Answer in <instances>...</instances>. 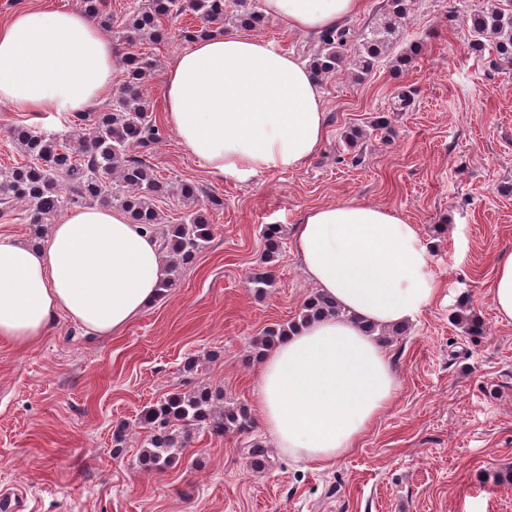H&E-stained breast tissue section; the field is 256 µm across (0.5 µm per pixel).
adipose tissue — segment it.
Listing matches in <instances>:
<instances>
[{
	"label": "adipose tissue",
	"mask_w": 512,
	"mask_h": 512,
	"mask_svg": "<svg viewBox=\"0 0 512 512\" xmlns=\"http://www.w3.org/2000/svg\"><path fill=\"white\" fill-rule=\"evenodd\" d=\"M289 30L318 33L362 0H262ZM115 47L77 10L31 9L0 26V102L19 112L87 111L112 88ZM166 122L216 177L300 168L319 150L326 107L310 68L263 38H196L164 86ZM292 243L304 274L341 312L298 326L265 352L262 426L295 458L329 464L392 401L394 368L364 326L415 320L435 299L429 248L395 211L344 202L305 212ZM155 238L107 206L69 210L40 242L0 232V342L36 344L64 315L92 335L120 331L157 300Z\"/></svg>",
	"instance_id": "1"
}]
</instances>
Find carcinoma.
Masks as SVG:
<instances>
[{
  "label": "carcinoma",
  "mask_w": 512,
  "mask_h": 512,
  "mask_svg": "<svg viewBox=\"0 0 512 512\" xmlns=\"http://www.w3.org/2000/svg\"><path fill=\"white\" fill-rule=\"evenodd\" d=\"M386 4L384 19L360 32L346 26L322 32L321 46L310 62L314 72L329 77L345 65L349 56L358 80L368 76L385 58L398 71L410 67L418 55V43L395 50L410 0H386ZM83 10L112 26L106 0H83ZM184 12L193 13L201 22L182 32L189 42L208 32L224 30L229 18L242 27H252L264 19L260 0H132L115 37L135 51L125 56V84L112 104L100 112L62 118V131L27 125L13 127L10 139L19 148L23 161L0 169V218L14 217L29 225L34 241L44 238L48 224L68 205L101 201L126 212L132 223L142 225L159 243L166 269L161 284L165 293L177 285L184 266L191 264L212 239L213 225L194 185H177L157 176L138 155V150L161 139V127L151 102L140 94L151 71L152 58L136 47L161 41L165 36L163 21ZM469 34L476 50L481 52L490 46L499 60L512 64V8L495 5L473 10L469 14ZM173 196L185 212L178 222L161 230L158 203ZM261 236L266 269L252 278V288L258 295L274 286L271 266L284 245L281 227L276 224L265 226ZM337 312L332 299L315 292L303 304L298 319L272 327L254 340L255 356L262 357L264 351L298 325ZM457 323L468 336L483 334V323L474 314H459ZM139 423L149 432L139 464L147 470L160 471L172 463L177 449L185 447L189 429L205 428L217 436L247 435L253 420L246 405H226L221 389L200 384L144 408ZM248 456L257 469L268 463L267 450L258 441L251 442Z\"/></svg>",
  "instance_id": "obj_1"
}]
</instances>
